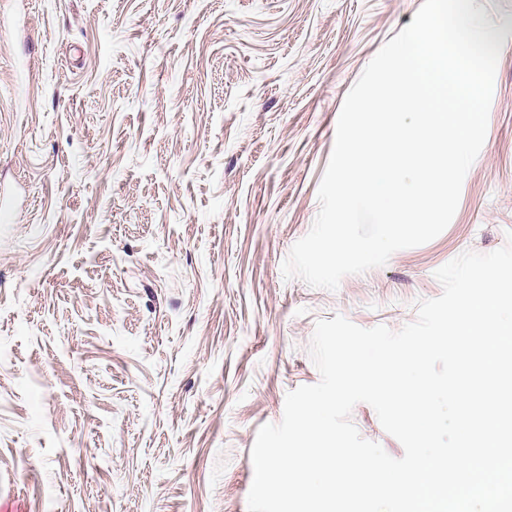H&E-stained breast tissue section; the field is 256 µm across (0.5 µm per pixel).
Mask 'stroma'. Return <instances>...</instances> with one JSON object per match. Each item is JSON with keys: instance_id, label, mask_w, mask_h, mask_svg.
I'll use <instances>...</instances> for the list:
<instances>
[{"instance_id": "stroma-1", "label": "stroma", "mask_w": 512, "mask_h": 512, "mask_svg": "<svg viewBox=\"0 0 512 512\" xmlns=\"http://www.w3.org/2000/svg\"><path fill=\"white\" fill-rule=\"evenodd\" d=\"M422 3L0 0V512H248L317 322L399 330L506 245L512 0H472L502 50L448 227L334 291L283 278L346 95Z\"/></svg>"}]
</instances>
